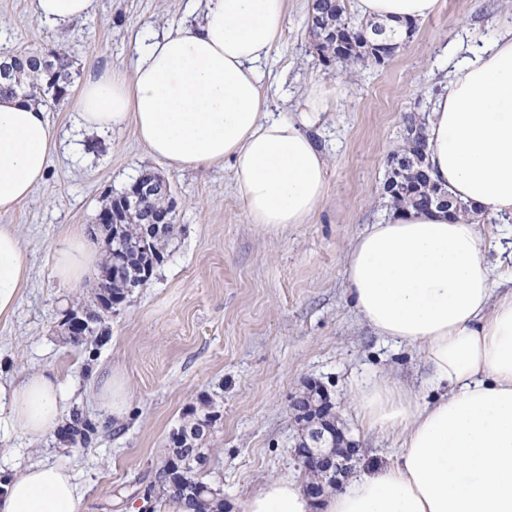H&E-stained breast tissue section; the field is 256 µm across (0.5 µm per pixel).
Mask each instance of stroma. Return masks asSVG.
<instances>
[{"label":"stroma","instance_id":"35a3bbf8","mask_svg":"<svg viewBox=\"0 0 512 512\" xmlns=\"http://www.w3.org/2000/svg\"><path fill=\"white\" fill-rule=\"evenodd\" d=\"M310 5L285 0L284 34L268 68L286 82L271 88L269 106L292 115L315 80L339 90L318 136L329 153L327 192L309 223L266 230L249 223L230 163L169 171L130 128L93 138L83 153L71 149L84 76L129 69L136 36L197 21L202 4L95 0L88 19L61 29L37 19L34 0H0V55L60 47L71 63L67 95L47 110L59 133L48 174L14 212L0 215V224L17 226L32 265L19 308L0 320V368L13 377L55 370L92 420L99 377L121 374L130 391L126 424L99 430L84 446L0 431L1 469L59 463L84 488L81 512H141V492L174 431L209 404L218 418L199 442L206 457L199 476L221 489L224 512H244L268 479L305 483L290 454L301 433L292 402L312 384L327 391L337 427L359 448L340 483L393 461L397 438L366 431L355 417L356 383L384 374L424 397L428 373L416 348L376 335L357 313L346 291L345 251L366 225L391 216L383 196L387 158L403 143L406 116L425 113L444 88L448 51L511 27L512 0H440L387 65L350 75L319 58L307 28ZM147 171L171 184L176 230L144 286L113 306L110 339L91 358L60 328L63 311L91 291L61 286L53 246L74 224L103 246L97 218L106 198Z\"/></svg>","mask_w":512,"mask_h":512}]
</instances>
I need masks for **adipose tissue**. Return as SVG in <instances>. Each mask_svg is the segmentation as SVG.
<instances>
[{
    "label": "adipose tissue",
    "instance_id": "ef3b65f1",
    "mask_svg": "<svg viewBox=\"0 0 512 512\" xmlns=\"http://www.w3.org/2000/svg\"><path fill=\"white\" fill-rule=\"evenodd\" d=\"M94 0H36L39 20L83 21ZM439 0H355L361 18L398 27L432 16ZM285 0H206L202 22L170 24L136 45L131 75L88 73L75 101L79 124L107 134L134 126L149 153L174 172L231 162L250 223H308L324 198L328 158L314 129L336 108L315 82L294 117L269 110L262 64L280 42ZM432 178L473 217L435 207L368 225L349 246V297L379 336L416 347L433 394L378 376L353 396L363 428L399 434L392 463L353 477L322 512H512V289L496 280L479 216L512 217V31L474 47L425 128ZM56 129L42 109L0 98V214L46 177ZM99 257L82 225L53 247L58 281L90 277ZM31 261L14 225L0 224V319L17 309ZM130 392L122 376L99 382L103 422L120 426ZM74 397L56 371L0 381V429L39 441ZM84 491L68 469L32 464L0 470V512H80ZM298 482L267 481L245 512H312Z\"/></svg>",
    "mask_w": 512,
    "mask_h": 512
}]
</instances>
